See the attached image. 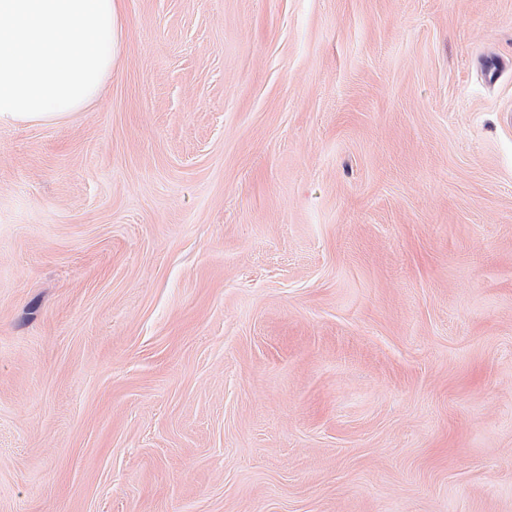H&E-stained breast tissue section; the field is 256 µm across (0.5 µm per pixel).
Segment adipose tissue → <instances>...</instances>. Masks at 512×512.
Segmentation results:
<instances>
[{
  "mask_svg": "<svg viewBox=\"0 0 512 512\" xmlns=\"http://www.w3.org/2000/svg\"><path fill=\"white\" fill-rule=\"evenodd\" d=\"M123 0H0V127L65 120L119 61Z\"/></svg>",
  "mask_w": 512,
  "mask_h": 512,
  "instance_id": "1",
  "label": "adipose tissue"
}]
</instances>
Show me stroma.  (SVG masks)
<instances>
[{
  "label": "stroma",
  "instance_id": "35a3bbf8",
  "mask_svg": "<svg viewBox=\"0 0 512 512\" xmlns=\"http://www.w3.org/2000/svg\"><path fill=\"white\" fill-rule=\"evenodd\" d=\"M0 128V512H512V0H124Z\"/></svg>",
  "mask_w": 512,
  "mask_h": 512
}]
</instances>
